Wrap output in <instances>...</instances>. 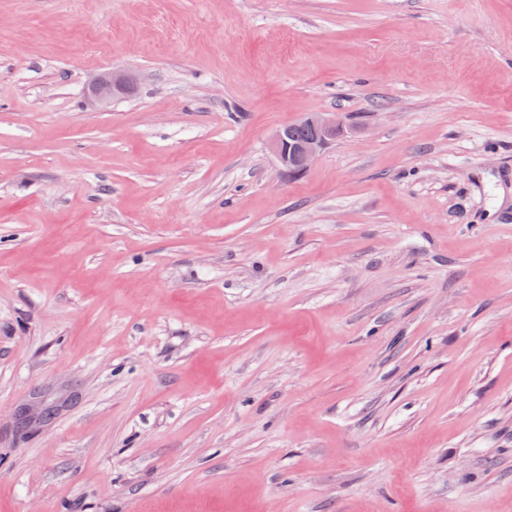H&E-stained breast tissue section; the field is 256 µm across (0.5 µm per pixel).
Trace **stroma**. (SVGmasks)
I'll use <instances>...</instances> for the list:
<instances>
[{"label": "stroma", "mask_w": 512, "mask_h": 512, "mask_svg": "<svg viewBox=\"0 0 512 512\" xmlns=\"http://www.w3.org/2000/svg\"><path fill=\"white\" fill-rule=\"evenodd\" d=\"M502 188L512 0H0V512H512ZM133 82L134 77L127 72L106 71L94 80L90 94L98 102L107 104L112 98L125 94ZM315 132L303 140L288 139V130L279 127L270 140V150L288 176L302 175L336 137L343 133L344 124L338 113L314 112L303 120Z\"/></svg>", "instance_id": "obj_1"}]
</instances>
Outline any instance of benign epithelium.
Instances as JSON below:
<instances>
[{
	"mask_svg": "<svg viewBox=\"0 0 512 512\" xmlns=\"http://www.w3.org/2000/svg\"><path fill=\"white\" fill-rule=\"evenodd\" d=\"M134 77L127 72L106 71L91 85L90 94L100 103L126 93ZM314 128V134L303 140L288 139V130L278 128L271 140L270 150L283 170L291 177L302 175L336 137L343 133L344 124L335 112H314L304 118Z\"/></svg>",
	"mask_w": 512,
	"mask_h": 512,
	"instance_id": "obj_1",
	"label": "benign epithelium"
}]
</instances>
